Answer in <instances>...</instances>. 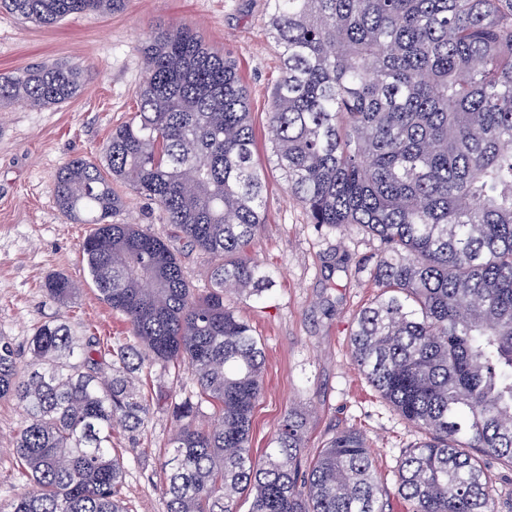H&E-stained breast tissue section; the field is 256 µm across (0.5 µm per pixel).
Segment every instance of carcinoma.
Returning <instances> with one entry per match:
<instances>
[{"instance_id":"carcinoma-1","label":"carcinoma","mask_w":512,"mask_h":512,"mask_svg":"<svg viewBox=\"0 0 512 512\" xmlns=\"http://www.w3.org/2000/svg\"><path fill=\"white\" fill-rule=\"evenodd\" d=\"M127 0H0L43 28ZM280 50L268 134L287 191L310 223L380 241V288L355 317L351 355L399 416L422 433L395 493L411 512H495L485 461L512 469V0H267ZM137 111L102 147L53 180L58 209L94 228L82 244L101 299L129 341L101 343L48 322L30 369L0 334V399L27 416L12 451L26 479L10 512H126L112 437L143 428L154 399L132 373L185 368L195 389L168 405V512H383L363 434L337 432L303 462L305 422L290 409L272 447L249 448L264 390V350L229 291L265 298L270 273L250 248L264 223V172L234 61L179 26L141 46ZM68 61L0 73V111L76 98ZM123 181L153 200L174 237L211 255L210 288L187 280L180 252L141 224H117ZM46 295L79 291L55 274Z\"/></svg>"}]
</instances>
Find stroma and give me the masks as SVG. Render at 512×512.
<instances>
[{"label": "stroma", "instance_id": "stroma-1", "mask_svg": "<svg viewBox=\"0 0 512 512\" xmlns=\"http://www.w3.org/2000/svg\"><path fill=\"white\" fill-rule=\"evenodd\" d=\"M267 0H128L109 16L84 13L47 29L0 13V72L65 60L86 69L82 93L53 107L16 104L0 112V334L26 350L44 322L65 320L97 336L120 337L122 316L103 303L81 257L88 224L71 223L57 208L52 183L58 168L77 156L97 158L116 126L136 110L143 74L139 43L156 25L188 27L236 62L248 93L256 134L255 159L265 172V219L255 257L272 271L264 301L231 294L227 302L247 320L265 350L264 392L252 412L250 446L269 448L285 412L305 419L306 459H313L337 432L360 430L373 470L385 486L405 449L418 442L368 383L352 360L354 317L378 290L370 277L379 242L358 230L331 231L310 224L287 191L284 173L266 138L267 112L280 77L279 52L268 34ZM124 207L121 222L148 227L172 239L157 205L125 184H116ZM63 273L80 282L70 302L49 299L47 277ZM145 392L181 400L193 388L188 372L155 365L140 375ZM24 425L14 401L0 399V512L23 490L10 439ZM174 428L170 411L154 409L144 429L113 438L125 463L122 497L129 512H167L163 494L166 442Z\"/></svg>", "mask_w": 512, "mask_h": 512}]
</instances>
